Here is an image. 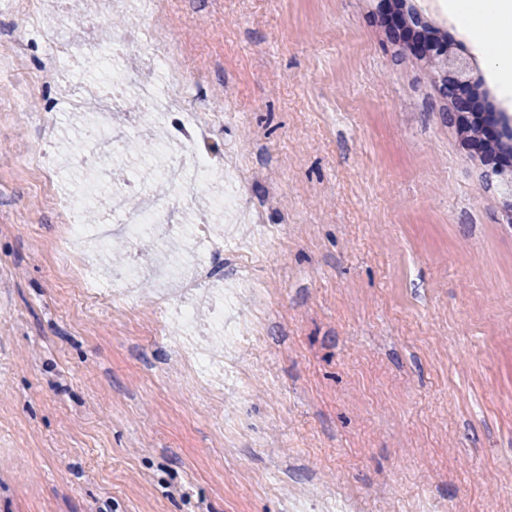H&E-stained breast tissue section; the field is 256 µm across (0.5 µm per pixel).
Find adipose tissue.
I'll use <instances>...</instances> for the list:
<instances>
[{"label":"adipose tissue","mask_w":512,"mask_h":512,"mask_svg":"<svg viewBox=\"0 0 512 512\" xmlns=\"http://www.w3.org/2000/svg\"><path fill=\"white\" fill-rule=\"evenodd\" d=\"M448 15L461 28L471 31L473 43L488 63L492 75L504 90L512 89V58L502 55L481 26L482 19L492 17L499 32L512 31V0H445Z\"/></svg>","instance_id":"adipose-tissue-1"}]
</instances>
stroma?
<instances>
[{
    "label": "stroma",
    "instance_id": "1",
    "mask_svg": "<svg viewBox=\"0 0 512 512\" xmlns=\"http://www.w3.org/2000/svg\"><path fill=\"white\" fill-rule=\"evenodd\" d=\"M408 2L471 59L481 116L512 122L440 0ZM164 22L186 104L224 88L201 149L238 155L262 214L170 215L224 227L197 300L224 409L167 371L185 330L156 306L152 243L127 309L74 288L56 248L54 190L79 193L99 161L67 162L93 117L70 91L116 71L160 83L155 59L89 45L71 20L85 52L45 112L34 76L59 63L53 38L0 50V512H512V222L430 63L390 37L378 0H170ZM107 162L130 194L155 190L153 157ZM260 233L268 247L241 262ZM228 288L266 310L261 340L234 312L213 324Z\"/></svg>",
    "mask_w": 512,
    "mask_h": 512
}]
</instances>
